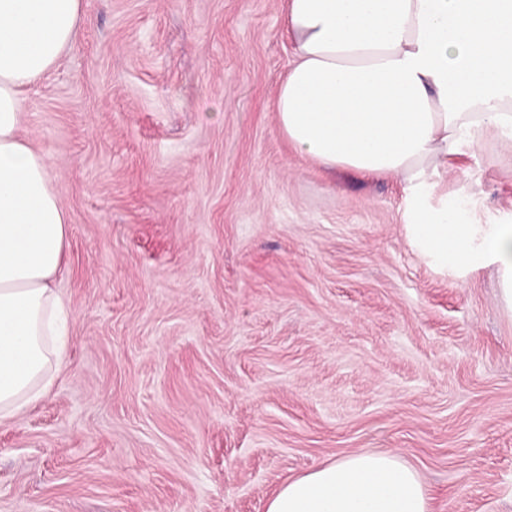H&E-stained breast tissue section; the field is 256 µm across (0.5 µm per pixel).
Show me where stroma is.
<instances>
[{
	"mask_svg": "<svg viewBox=\"0 0 512 512\" xmlns=\"http://www.w3.org/2000/svg\"><path fill=\"white\" fill-rule=\"evenodd\" d=\"M284 0H82L24 93L70 232L68 349L0 423V512H266L364 448L431 512H512V320L493 268L438 272L401 185L280 132ZM465 224H512L495 135L433 176Z\"/></svg>",
	"mask_w": 512,
	"mask_h": 512,
	"instance_id": "stroma-1",
	"label": "stroma"
}]
</instances>
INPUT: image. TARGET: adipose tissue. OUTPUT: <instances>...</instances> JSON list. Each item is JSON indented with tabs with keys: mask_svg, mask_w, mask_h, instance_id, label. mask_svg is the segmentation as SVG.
I'll list each match as a JSON object with an SVG mask.
<instances>
[{
	"mask_svg": "<svg viewBox=\"0 0 512 512\" xmlns=\"http://www.w3.org/2000/svg\"><path fill=\"white\" fill-rule=\"evenodd\" d=\"M81 0H0V422L50 391L70 310L53 288L69 224L56 174L22 135L21 92L76 36ZM295 61L280 131L329 168L397 180L411 244L440 269L491 267L512 317V224H463L427 203L432 175L494 134L512 147V0H286ZM267 512H430L418 472L387 450L288 480Z\"/></svg>",
	"mask_w": 512,
	"mask_h": 512,
	"instance_id": "ef3b65f1",
	"label": "adipose tissue"
}]
</instances>
